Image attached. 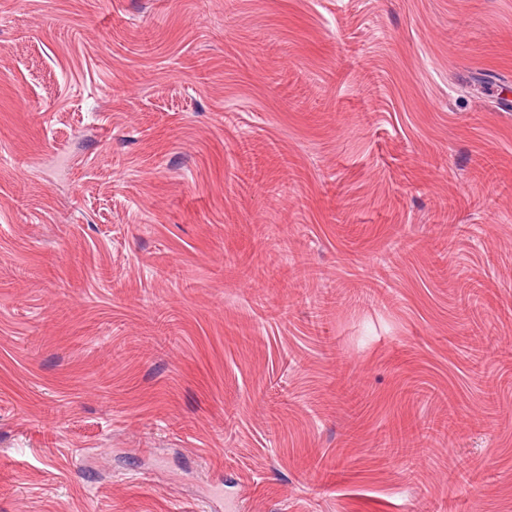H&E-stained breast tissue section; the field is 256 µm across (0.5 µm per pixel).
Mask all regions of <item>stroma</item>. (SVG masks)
Listing matches in <instances>:
<instances>
[{
    "instance_id": "obj_1",
    "label": "stroma",
    "mask_w": 512,
    "mask_h": 512,
    "mask_svg": "<svg viewBox=\"0 0 512 512\" xmlns=\"http://www.w3.org/2000/svg\"><path fill=\"white\" fill-rule=\"evenodd\" d=\"M509 101L512 0H0V512H512Z\"/></svg>"
}]
</instances>
